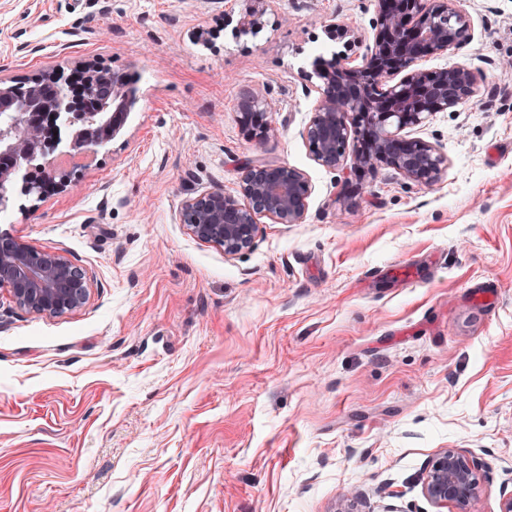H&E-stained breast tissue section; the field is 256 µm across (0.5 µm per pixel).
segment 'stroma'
I'll return each mask as SVG.
<instances>
[{
  "instance_id": "obj_1",
  "label": "stroma",
  "mask_w": 512,
  "mask_h": 512,
  "mask_svg": "<svg viewBox=\"0 0 512 512\" xmlns=\"http://www.w3.org/2000/svg\"><path fill=\"white\" fill-rule=\"evenodd\" d=\"M474 37L417 70L481 69L472 102L406 138L448 168L316 164L311 63L348 25L363 63L378 0H0V79L85 65L139 75L112 142L66 186L11 198L0 235L66 252L90 281L54 317L0 290V512H437L427 459L482 464L474 512L512 490V0H459ZM263 14L257 36L236 26ZM275 109L250 140L240 103ZM308 177L300 224L259 217L228 260L182 202L245 168ZM241 108L243 112L256 111V113L261 115L259 117V125L246 129L248 136L258 141L266 139L273 128V113L271 112L270 103L265 99L252 96L245 98L241 102Z\"/></svg>"
}]
</instances>
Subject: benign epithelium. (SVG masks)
Segmentation results:
<instances>
[{"label":"benign epithelium","mask_w":512,"mask_h":512,"mask_svg":"<svg viewBox=\"0 0 512 512\" xmlns=\"http://www.w3.org/2000/svg\"><path fill=\"white\" fill-rule=\"evenodd\" d=\"M379 31L364 64L343 67L345 54L317 73L322 84L313 116L303 136L320 166L356 172L393 168L423 185L436 183L447 169V157L434 145L398 132L422 124L434 112L453 110L471 100L479 71L455 65L433 73L413 69L423 56L460 48L473 39L469 17L457 0H379ZM398 83L389 85L395 76ZM243 111L260 114L249 137L262 141L273 128L265 99L248 97ZM98 146L93 129H83L72 142L78 151ZM0 148L23 157L40 148L39 132L27 119L11 136L0 135ZM311 193L305 173L280 165L246 168L240 196L214 189L187 199L181 222L195 238L224 250L233 259L251 249L261 233L257 216L276 224H301ZM0 288L22 311L57 316L84 307L91 288L85 273L64 253L42 251L17 238L0 237ZM482 491L479 463L462 448H443L424 467L422 493L438 508L473 512Z\"/></svg>","instance_id":"7a95c632"}]
</instances>
